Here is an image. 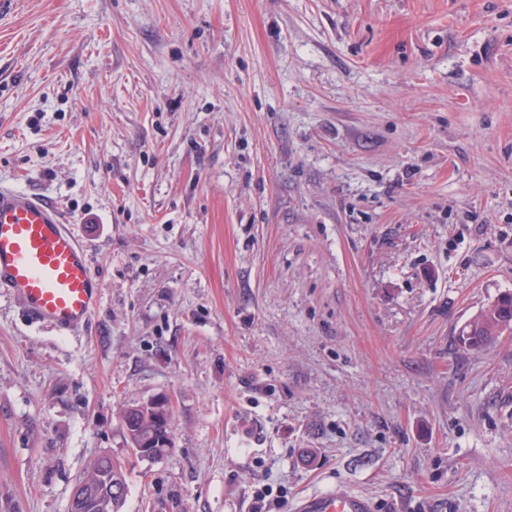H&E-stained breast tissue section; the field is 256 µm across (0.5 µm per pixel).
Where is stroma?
<instances>
[{"mask_svg":"<svg viewBox=\"0 0 512 512\" xmlns=\"http://www.w3.org/2000/svg\"><path fill=\"white\" fill-rule=\"evenodd\" d=\"M0 186L103 281L66 336L0 294V512L105 451L125 512H512V329L457 339L512 291V0H13ZM139 404L128 407L122 416L123 421V432L126 439L127 444H129L128 434L136 435L139 433H150L151 431H158L156 435V444L154 448H152L154 441L148 435L137 436L135 439L131 440V444L129 445L130 450L136 455L140 456L144 459H153L154 455L149 451V449H153L155 451V455L157 457H162L166 455L171 448L173 447V438H169L171 436V420H170V431H167L166 426L159 429V424H166L169 420L170 409L169 404L166 399L163 397H155L147 400L142 405L143 407L151 409L156 415L154 417L155 421L151 420L147 417L146 413L140 409H137ZM170 441V448H165V441ZM160 441L157 446V442ZM159 444V442H158ZM297 512H380L373 497L344 484L300 498Z\"/></svg>","mask_w":512,"mask_h":512,"instance_id":"obj_1","label":"stroma"}]
</instances>
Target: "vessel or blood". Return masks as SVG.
<instances>
[{"label": "vessel or blood", "mask_w": 512, "mask_h": 512, "mask_svg": "<svg viewBox=\"0 0 512 512\" xmlns=\"http://www.w3.org/2000/svg\"><path fill=\"white\" fill-rule=\"evenodd\" d=\"M103 284L88 250L58 208L33 193L0 186V293L26 316L63 333L83 330ZM296 512H378L373 497L339 484L300 498Z\"/></svg>", "instance_id": "obj_1"}]
</instances>
